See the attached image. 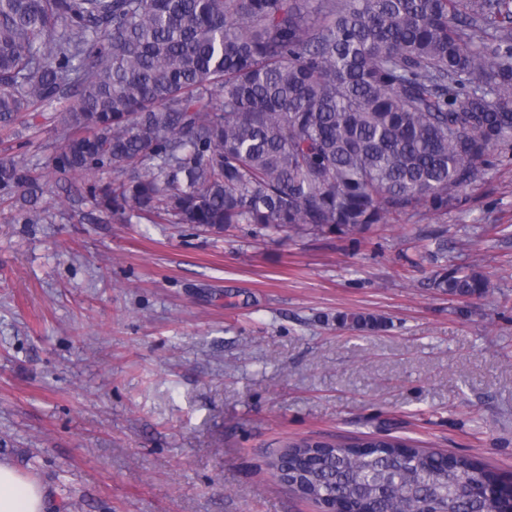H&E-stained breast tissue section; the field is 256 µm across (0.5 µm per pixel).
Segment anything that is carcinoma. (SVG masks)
Masks as SVG:
<instances>
[{
  "mask_svg": "<svg viewBox=\"0 0 512 512\" xmlns=\"http://www.w3.org/2000/svg\"><path fill=\"white\" fill-rule=\"evenodd\" d=\"M61 114L53 170L102 218L354 234L441 212L512 143V0H0V203L39 224L43 172L12 150ZM110 171L109 181L91 176ZM430 287L468 301L475 269ZM345 327L378 319L340 313ZM316 503L505 512L473 461L369 436L301 439L269 463Z\"/></svg>",
  "mask_w": 512,
  "mask_h": 512,
  "instance_id": "carcinoma-1",
  "label": "carcinoma"
}]
</instances>
